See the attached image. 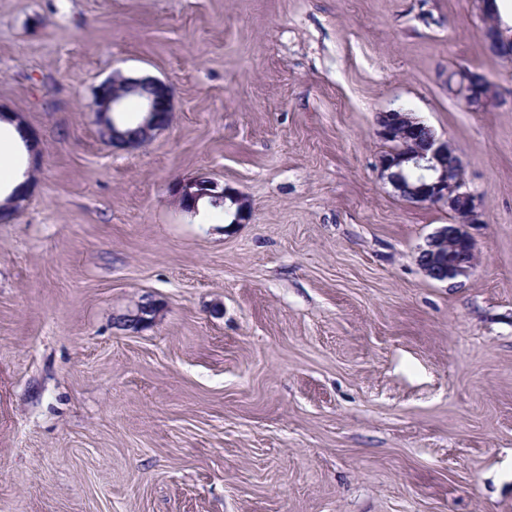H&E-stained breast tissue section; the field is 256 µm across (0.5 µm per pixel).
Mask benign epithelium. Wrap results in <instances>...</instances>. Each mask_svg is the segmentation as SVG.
I'll list each match as a JSON object with an SVG mask.
<instances>
[{
	"mask_svg": "<svg viewBox=\"0 0 512 512\" xmlns=\"http://www.w3.org/2000/svg\"><path fill=\"white\" fill-rule=\"evenodd\" d=\"M478 11L483 23L486 51L495 58L511 62L512 28L502 25L497 14L487 8V0H478ZM112 82L121 85V89L106 101L94 100L93 115L100 129L105 127V120L112 122L113 144L127 148L142 146V142L131 138L119 126L125 122L123 113L128 111V102L137 98L144 82L154 86V94L147 101H139L141 127L150 131L152 117L157 112L165 113L166 122H171L174 108L169 84L154 77L124 74L112 76ZM446 82L448 93L470 109L483 108L498 97L496 86L485 74L466 67L460 66L448 72ZM420 125V120L403 109L378 114V137L386 143L392 140L403 143L398 150L385 151L379 156L378 171L380 177L395 189L405 180H414L405 200L443 205L454 215L455 223L441 227L427 238L423 251L431 255V260L422 265L434 279L453 280L468 275L479 262L475 243L466 227L482 223L483 212L477 195L467 186L462 158L452 143L442 141L434 134L422 147L407 142L412 131ZM176 197L184 209H196L201 201L219 207L230 199L239 208L240 221L250 210L246 197L207 177L179 183Z\"/></svg>",
	"mask_w": 512,
	"mask_h": 512,
	"instance_id": "benign-epithelium-1",
	"label": "benign epithelium"
}]
</instances>
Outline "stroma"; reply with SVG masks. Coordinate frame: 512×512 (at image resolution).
<instances>
[{"instance_id":"obj_1","label":"stroma","mask_w":512,"mask_h":512,"mask_svg":"<svg viewBox=\"0 0 512 512\" xmlns=\"http://www.w3.org/2000/svg\"><path fill=\"white\" fill-rule=\"evenodd\" d=\"M118 71L173 92L134 150L89 111ZM398 108L481 201L467 276L377 174ZM1 112L40 169L0 220V512H512V62L474 0H0ZM201 176L250 214L183 211ZM448 92L470 109L484 108L499 95L489 78L477 70L456 67L448 72Z\"/></svg>"}]
</instances>
